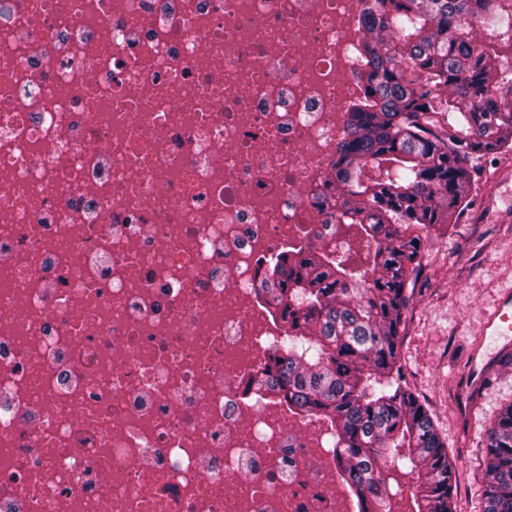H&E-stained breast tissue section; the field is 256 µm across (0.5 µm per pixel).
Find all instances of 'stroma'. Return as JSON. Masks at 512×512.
Returning a JSON list of instances; mask_svg holds the SVG:
<instances>
[{"label":"stroma","instance_id":"obj_1","mask_svg":"<svg viewBox=\"0 0 512 512\" xmlns=\"http://www.w3.org/2000/svg\"><path fill=\"white\" fill-rule=\"evenodd\" d=\"M471 198L455 224L423 232L400 329L404 381L455 465L456 512H481L486 429L512 403L511 368L494 367L471 400L463 381L484 312L512 286V156L484 160Z\"/></svg>","mask_w":512,"mask_h":512}]
</instances>
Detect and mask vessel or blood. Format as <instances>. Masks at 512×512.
<instances>
[{"mask_svg":"<svg viewBox=\"0 0 512 512\" xmlns=\"http://www.w3.org/2000/svg\"><path fill=\"white\" fill-rule=\"evenodd\" d=\"M481 341L472 347L465 372V386L478 392L491 368L502 358L512 355V291H501L480 325Z\"/></svg>","mask_w":512,"mask_h":512,"instance_id":"vessel-or-blood-1","label":"vessel or blood"}]
</instances>
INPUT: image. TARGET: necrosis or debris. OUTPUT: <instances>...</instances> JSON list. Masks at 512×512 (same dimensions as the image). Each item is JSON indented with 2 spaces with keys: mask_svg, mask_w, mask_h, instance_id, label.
Segmentation results:
<instances>
[{
  "mask_svg": "<svg viewBox=\"0 0 512 512\" xmlns=\"http://www.w3.org/2000/svg\"><path fill=\"white\" fill-rule=\"evenodd\" d=\"M371 4L0 0V512H352L256 285L341 239Z\"/></svg>",
  "mask_w": 512,
  "mask_h": 512,
  "instance_id": "4bbe7bcc",
  "label": "necrosis or debris"
}]
</instances>
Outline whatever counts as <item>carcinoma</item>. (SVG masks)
Here are the masks:
<instances>
[{"instance_id": "cac0c4a2", "label": "carcinoma", "mask_w": 512, "mask_h": 512, "mask_svg": "<svg viewBox=\"0 0 512 512\" xmlns=\"http://www.w3.org/2000/svg\"><path fill=\"white\" fill-rule=\"evenodd\" d=\"M482 23L494 36L478 41ZM512 0H374L362 96L336 148V221L351 242H301L257 292L285 336L258 386L326 424L357 512H456L455 468L403 385L399 350L416 230L469 205L473 173L512 153ZM375 244L362 256L360 242ZM482 512H512V403L487 430Z\"/></svg>"}]
</instances>
